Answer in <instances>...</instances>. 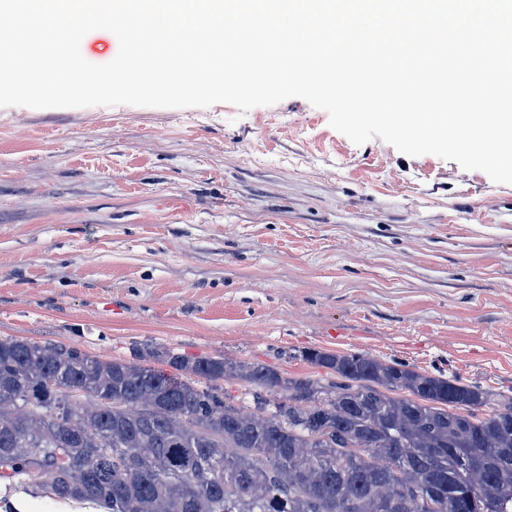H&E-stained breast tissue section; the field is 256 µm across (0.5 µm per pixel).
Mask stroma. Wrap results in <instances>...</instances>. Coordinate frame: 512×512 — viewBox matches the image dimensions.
Returning <instances> with one entry per match:
<instances>
[{
    "label": "stroma",
    "mask_w": 512,
    "mask_h": 512,
    "mask_svg": "<svg viewBox=\"0 0 512 512\" xmlns=\"http://www.w3.org/2000/svg\"><path fill=\"white\" fill-rule=\"evenodd\" d=\"M0 336L325 377L362 353L512 394V185L299 97L0 108Z\"/></svg>",
    "instance_id": "obj_1"
}]
</instances>
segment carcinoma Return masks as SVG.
I'll return each instance as SVG.
<instances>
[{
	"instance_id": "obj_1",
	"label": "carcinoma",
	"mask_w": 512,
	"mask_h": 512,
	"mask_svg": "<svg viewBox=\"0 0 512 512\" xmlns=\"http://www.w3.org/2000/svg\"><path fill=\"white\" fill-rule=\"evenodd\" d=\"M298 357L330 378L0 336V496L104 512H512V397L365 354ZM219 380L254 385L251 404Z\"/></svg>"
}]
</instances>
